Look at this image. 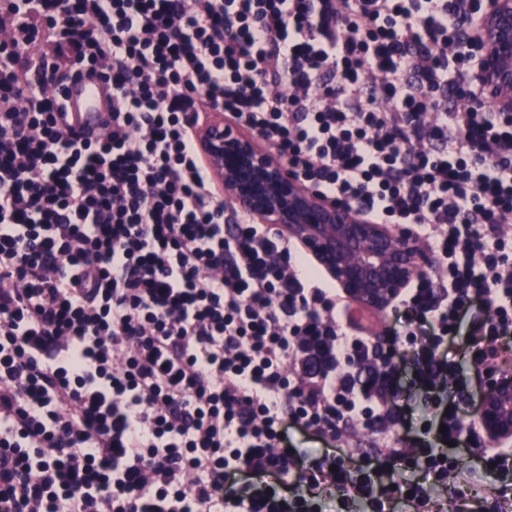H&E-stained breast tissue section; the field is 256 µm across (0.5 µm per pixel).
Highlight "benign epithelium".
<instances>
[{"label": "benign epithelium", "instance_id": "benign-epithelium-1", "mask_svg": "<svg viewBox=\"0 0 512 512\" xmlns=\"http://www.w3.org/2000/svg\"><path fill=\"white\" fill-rule=\"evenodd\" d=\"M467 47L471 84L496 111L512 113V0H479ZM200 149L225 201L300 243L359 312L387 309L434 265L405 229L373 223L357 207L322 197L222 112L203 125ZM474 420L499 440H512L511 369L488 381Z\"/></svg>", "mask_w": 512, "mask_h": 512}]
</instances>
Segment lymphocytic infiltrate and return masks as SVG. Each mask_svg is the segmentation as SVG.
<instances>
[{"instance_id":"lymphocytic-infiltrate-1","label":"lymphocytic infiltrate","mask_w":512,"mask_h":512,"mask_svg":"<svg viewBox=\"0 0 512 512\" xmlns=\"http://www.w3.org/2000/svg\"><path fill=\"white\" fill-rule=\"evenodd\" d=\"M474 3L0 0V512H512V444L465 427L448 357L490 376L512 341V114L471 103ZM80 70L111 91L94 140ZM215 111L435 257L407 336L228 210ZM99 82L83 76H75L67 84L65 100L72 113L73 124L87 133L96 132L107 119L106 99ZM367 318V322L371 325L370 328H368L370 331H384L387 328H391L398 336H406L407 326L403 322V319H398V317L390 313L389 310L367 316Z\"/></svg>"}]
</instances>
